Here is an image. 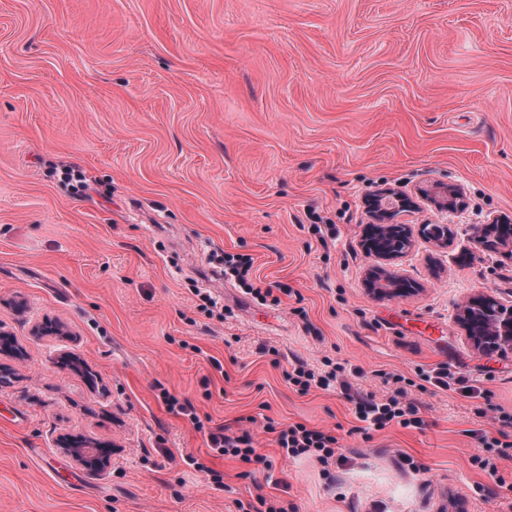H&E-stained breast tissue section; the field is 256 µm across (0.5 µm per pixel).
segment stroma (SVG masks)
<instances>
[{
    "mask_svg": "<svg viewBox=\"0 0 512 512\" xmlns=\"http://www.w3.org/2000/svg\"><path fill=\"white\" fill-rule=\"evenodd\" d=\"M436 182L464 207L400 221L447 247L416 238L395 268L422 292L373 297L367 198ZM494 216L512 219V0H0V324L24 350L0 353V512H512V462L482 469L473 436L500 427L479 407L512 412V350L459 322L473 295L512 305V257L474 239ZM214 250L251 258L265 300ZM45 318L64 335L32 336ZM327 358L378 399L420 369L457 380L408 387L422 428L366 432L340 390L288 384ZM164 390L263 462L213 452ZM269 422L336 435L344 464L286 458ZM65 435L116 445L108 473Z\"/></svg>",
    "mask_w": 512,
    "mask_h": 512,
    "instance_id": "1",
    "label": "stroma"
}]
</instances>
